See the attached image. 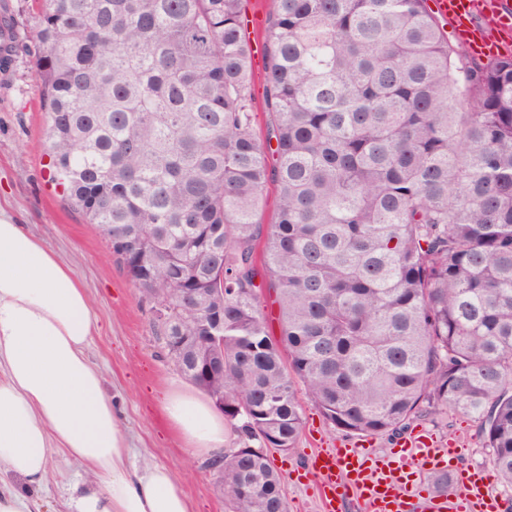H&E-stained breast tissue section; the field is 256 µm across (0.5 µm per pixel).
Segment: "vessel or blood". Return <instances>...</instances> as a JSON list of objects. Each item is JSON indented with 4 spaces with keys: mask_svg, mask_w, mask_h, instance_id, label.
Returning <instances> with one entry per match:
<instances>
[{
    "mask_svg": "<svg viewBox=\"0 0 512 512\" xmlns=\"http://www.w3.org/2000/svg\"><path fill=\"white\" fill-rule=\"evenodd\" d=\"M434 7L436 15L462 32L475 54H512V0H434ZM457 454L415 435L384 457L355 448L319 451L309 460L308 474L322 512H343L352 499L360 512H407L411 496L422 497L427 512H500L502 503L481 472L461 476L460 491L451 497L426 486L416 470L419 462L437 463Z\"/></svg>",
    "mask_w": 512,
    "mask_h": 512,
    "instance_id": "1",
    "label": "vessel or blood"
}]
</instances>
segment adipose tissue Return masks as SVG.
<instances>
[{"instance_id":"1","label":"adipose tissue","mask_w":512,"mask_h":512,"mask_svg":"<svg viewBox=\"0 0 512 512\" xmlns=\"http://www.w3.org/2000/svg\"><path fill=\"white\" fill-rule=\"evenodd\" d=\"M95 329L71 270L0 210V512H38L55 448L105 479L73 495L70 512H190L169 467L131 468L120 418L87 354ZM163 411L192 451H223L224 420L208 401L175 389Z\"/></svg>"}]
</instances>
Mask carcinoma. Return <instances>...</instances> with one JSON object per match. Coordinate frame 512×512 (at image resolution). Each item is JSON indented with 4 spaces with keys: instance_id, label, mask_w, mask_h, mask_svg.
<instances>
[{
    "instance_id": "carcinoma-1",
    "label": "carcinoma",
    "mask_w": 512,
    "mask_h": 512,
    "mask_svg": "<svg viewBox=\"0 0 512 512\" xmlns=\"http://www.w3.org/2000/svg\"><path fill=\"white\" fill-rule=\"evenodd\" d=\"M42 2L51 179L146 298L199 291L155 325L192 383L191 338L224 346L232 512H288L267 449L297 447L299 383L347 435L472 417L512 485V56L426 0H273L260 141L244 0Z\"/></svg>"
}]
</instances>
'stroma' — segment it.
Segmentation results:
<instances>
[{
	"label": "stroma",
	"mask_w": 512,
	"mask_h": 512,
	"mask_svg": "<svg viewBox=\"0 0 512 512\" xmlns=\"http://www.w3.org/2000/svg\"><path fill=\"white\" fill-rule=\"evenodd\" d=\"M37 0H0V19H8L16 36L7 70H0V208L35 234L71 269L85 288L97 318L98 331L88 350L105 377V389L125 428L134 464L154 461L174 472L191 512H227L206 459L186 447L167 421L162 399L186 379L157 340L150 306L123 268L116 264L98 226L71 207L49 177L44 146L46 111L36 78L37 46L25 39L33 25ZM305 429L293 452L270 453L281 475L288 512H320L303 472L316 450L342 446L373 456L389 454L395 437L348 436L326 422L306 394H299ZM441 445L460 448L447 462L444 476L454 479L468 470H492L493 464L474 418L445 409L422 416L408 429ZM88 480L86 472L59 451L49 460L41 512H66L73 488Z\"/></svg>",
	"instance_id": "35a3bbf8"
}]
</instances>
